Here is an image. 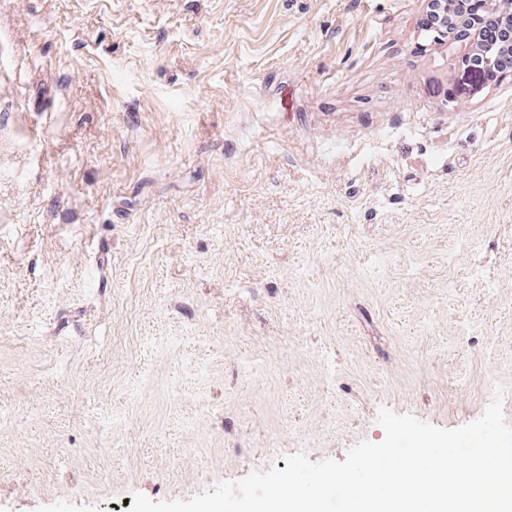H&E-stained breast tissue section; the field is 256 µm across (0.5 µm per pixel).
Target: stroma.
Segmentation results:
<instances>
[{
  "label": "stroma",
  "instance_id": "1",
  "mask_svg": "<svg viewBox=\"0 0 512 512\" xmlns=\"http://www.w3.org/2000/svg\"><path fill=\"white\" fill-rule=\"evenodd\" d=\"M426 0H0V512L512 424V81Z\"/></svg>",
  "mask_w": 512,
  "mask_h": 512
}]
</instances>
